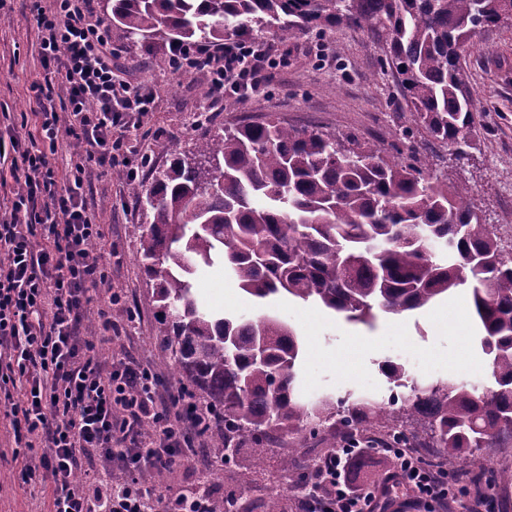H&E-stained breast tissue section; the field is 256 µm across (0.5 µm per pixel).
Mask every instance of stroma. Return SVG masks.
<instances>
[{
  "label": "stroma",
  "mask_w": 512,
  "mask_h": 512,
  "mask_svg": "<svg viewBox=\"0 0 512 512\" xmlns=\"http://www.w3.org/2000/svg\"><path fill=\"white\" fill-rule=\"evenodd\" d=\"M38 0H0V139L25 137L22 118L36 111L32 87L42 82L39 32L35 23ZM112 48L122 79L149 90L153 101L140 127L124 135L119 167L146 181L153 169L169 166L173 152L189 153L208 124L233 126L270 118L292 126L327 132H352L364 140L394 143L409 108L373 37L344 29L311 32L293 43L270 34L256 37L257 46L278 49L270 79L239 97H204L209 82L200 72L173 69L168 48L127 40L111 29ZM470 94L477 106L479 137L463 163L439 158L423 130H415L414 148L431 155L433 170L449 185H466L472 205L498 231L512 240V20L482 30L461 58ZM96 211L106 241L112 244V288L120 292L135 320L127 333L114 336L96 331L89 341L97 357L122 358L131 351L149 365L171 391L182 388L167 351L155 336L156 313L151 288L138 260V242L148 212L136 202L127 183L111 175L92 183ZM199 306L231 315L275 314L288 320L302 336L305 355L298 368L301 394L387 402L390 385L380 370L384 360L405 364L421 382L454 380L476 388L488 382L485 357L465 292L442 296L427 308L400 315L379 314L375 328L346 321L320 305L285 296L259 301L241 290L223 267L199 269L194 275ZM331 441L310 436L284 437L273 442L241 444L233 463L201 461L192 453L165 472L158 493L196 492L221 499L237 490L238 512H263L270 493H284L286 512L303 488L302 477L312 463L329 451ZM33 451L16 449L9 423H0V512H49L52 487L22 471ZM290 456L289 473L278 468L280 456ZM262 459L263 468L252 465ZM512 467V444L485 449L469 462L450 468L448 488L452 512H469L474 487L465 474L488 475Z\"/></svg>",
  "instance_id": "obj_1"
}]
</instances>
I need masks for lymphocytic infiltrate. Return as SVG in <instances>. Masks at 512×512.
Masks as SVG:
<instances>
[{"label": "lymphocytic infiltrate", "mask_w": 512, "mask_h": 512, "mask_svg": "<svg viewBox=\"0 0 512 512\" xmlns=\"http://www.w3.org/2000/svg\"><path fill=\"white\" fill-rule=\"evenodd\" d=\"M44 81L35 85L38 124L14 155L0 147V172L22 171L11 218L0 222V417L17 447L41 438L42 452L25 479L51 480V512H207L204 497L162 496L142 483L194 448L198 422L185 395H173L135 357L91 356L85 338L94 292L105 290L104 330L121 334L109 291L112 247L89 197L93 177L111 172L124 134L146 111L147 94L117 79L109 26L90 0H54L35 17ZM176 68L204 69L216 93L258 88L269 50L250 41L223 51L173 44ZM65 90L56 112V86ZM72 148L59 172L50 155L60 136ZM357 448L324 454L304 477L295 512H447L446 469L408 448H387L379 480L349 491L342 474Z\"/></svg>", "instance_id": "obj_1"}]
</instances>
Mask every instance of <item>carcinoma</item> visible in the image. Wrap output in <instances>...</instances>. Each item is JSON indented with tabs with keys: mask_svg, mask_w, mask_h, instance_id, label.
<instances>
[{
	"mask_svg": "<svg viewBox=\"0 0 512 512\" xmlns=\"http://www.w3.org/2000/svg\"><path fill=\"white\" fill-rule=\"evenodd\" d=\"M508 17L512 0H112L108 21L161 45L366 31L398 75L410 122L460 160L477 133L462 54ZM129 186L151 214L138 252L156 335L185 387L224 419L215 457L229 460L247 440L317 436L329 422L344 438L372 424L383 448L421 439L450 466L512 444V249L470 205L469 188L441 182L424 154L268 120L210 127L191 155ZM216 263L256 298L286 294L366 325L378 310L416 311L464 290L489 386L420 383L388 359L382 372L401 389L388 402L309 406L296 394L304 343L293 328L198 307L193 275Z\"/></svg>",
	"mask_w": 512,
	"mask_h": 512,
	"instance_id": "1",
	"label": "carcinoma"
}]
</instances>
